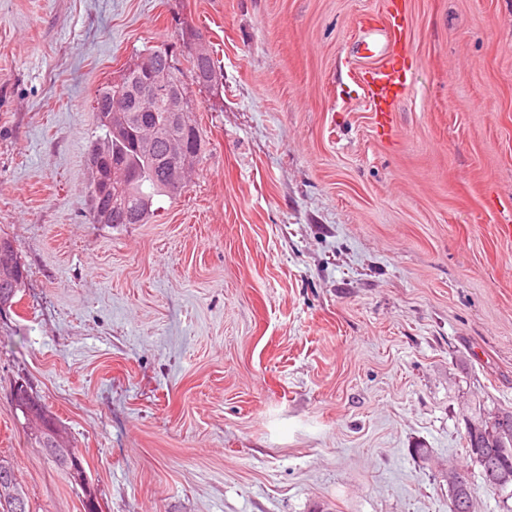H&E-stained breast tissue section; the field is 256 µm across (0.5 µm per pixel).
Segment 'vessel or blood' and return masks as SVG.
<instances>
[{"label": "vessel or blood", "mask_w": 512, "mask_h": 512, "mask_svg": "<svg viewBox=\"0 0 512 512\" xmlns=\"http://www.w3.org/2000/svg\"><path fill=\"white\" fill-rule=\"evenodd\" d=\"M408 21L400 6H392L385 24L369 27L361 43L364 58L373 62L365 71L366 96L377 127L395 133V108L409 90L407 68L397 57L407 39Z\"/></svg>", "instance_id": "b4317fda"}]
</instances>
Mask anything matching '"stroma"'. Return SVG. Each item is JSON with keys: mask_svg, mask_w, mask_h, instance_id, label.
I'll return each instance as SVG.
<instances>
[{"mask_svg": "<svg viewBox=\"0 0 512 512\" xmlns=\"http://www.w3.org/2000/svg\"><path fill=\"white\" fill-rule=\"evenodd\" d=\"M385 0H0V458L82 495L17 421L58 416L102 512H448L468 418L512 407V0H406L382 136L354 43ZM201 31L200 162L144 224L89 221L92 97ZM428 449L430 460L416 456ZM182 37L185 38V40H188L190 44L194 45V54L191 55V72H192V84H195L198 87L199 92H208L211 95L217 94V89H221L223 87V84L221 82V75L220 71L218 73L217 68V61H215L212 54H209V48L206 45L205 39L201 38L200 35L194 34L192 38H189V33L187 32L184 36V33L182 32ZM209 56L207 57V55ZM200 57V58H198ZM206 57V58H204ZM200 73L202 75L210 76L212 84L208 83H201L200 80ZM209 78V79H210ZM3 275V277H1ZM27 270L13 242L0 237V305L11 307L25 278Z\"/></svg>", "mask_w": 512, "mask_h": 512, "instance_id": "stroma-1", "label": "stroma"}]
</instances>
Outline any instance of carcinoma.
<instances>
[{"instance_id": "obj_1", "label": "carcinoma", "mask_w": 512, "mask_h": 512, "mask_svg": "<svg viewBox=\"0 0 512 512\" xmlns=\"http://www.w3.org/2000/svg\"><path fill=\"white\" fill-rule=\"evenodd\" d=\"M155 54L156 64L161 70L181 75L175 58L160 46L146 48ZM192 81L198 90L217 94L223 87L217 61L213 56L198 58L191 56ZM128 92L107 82L100 86L93 97V111L96 112L97 129L100 134L91 143L86 153L87 167L92 180L88 186L90 211L97 224H144L154 214V201L159 196L172 197L183 185H171L160 157L164 143L158 141L145 151L140 144L138 129L127 123L123 112ZM183 135L191 148V164L199 162L202 149V135L195 119ZM110 170L120 179L125 172L135 174V179L125 188V203L119 208L112 201V193L101 192L98 185L103 172ZM27 270L13 242L0 237V304L11 307L25 278ZM463 447L472 463L478 467V477L490 489L498 492L503 501L512 499V484L504 485L494 476L500 468L512 469V410L499 408L492 413H481L471 420L463 435ZM449 503H458V512H474L473 487L468 481L459 488L448 489Z\"/></svg>"}]
</instances>
